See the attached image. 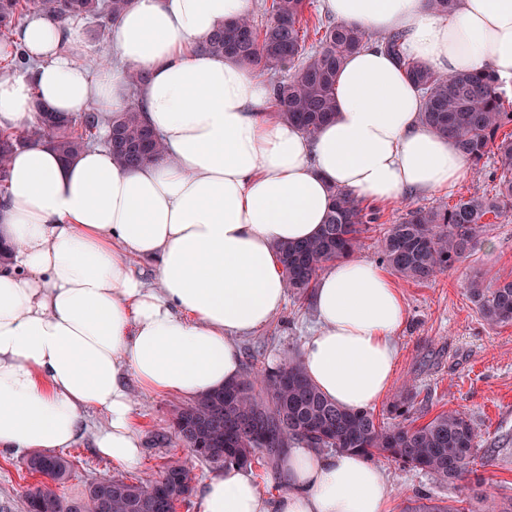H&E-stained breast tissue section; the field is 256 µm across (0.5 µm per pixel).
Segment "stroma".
<instances>
[{"label":"stroma","instance_id":"1","mask_svg":"<svg viewBox=\"0 0 512 512\" xmlns=\"http://www.w3.org/2000/svg\"><path fill=\"white\" fill-rule=\"evenodd\" d=\"M498 178L494 157H487L483 170H469L449 190L412 194L402 202L378 206L379 221L396 224L411 208L491 194ZM475 279L487 286L512 280V216L495 219L477 248L435 279L421 284L396 280L405 320L397 332L400 356L391 395L412 388L409 420L416 425L448 410L466 414L481 441L476 473L451 483L428 471L378 458L388 477L393 512H403L422 496L440 505L470 501L477 491L495 499L512 497V324L491 327L482 320L468 291ZM314 324L310 301L287 296L275 319L241 339L244 371L260 376L300 358ZM136 401L135 426L143 440L139 464L115 465L96 453L91 440H83L66 451L75 474L60 487V495H79L91 483L110 477L153 480L171 460L191 469L197 487L217 472V465L201 460L168 434L171 417L183 404L181 398L141 393ZM24 459L21 452L0 453V503L10 502L11 512H24L25 493L39 482L26 470Z\"/></svg>","mask_w":512,"mask_h":512}]
</instances>
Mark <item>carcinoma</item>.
<instances>
[{"mask_svg":"<svg viewBox=\"0 0 512 512\" xmlns=\"http://www.w3.org/2000/svg\"><path fill=\"white\" fill-rule=\"evenodd\" d=\"M132 0H0V33L16 30L21 16L33 10L60 24L81 17H104L99 40L109 37V24L118 20ZM309 0H271L265 18H236L213 32L207 51L229 57L249 70L288 71L272 81L277 117L312 135L336 115V76L346 59L366 44L365 30L317 20L314 29L303 26ZM315 41L308 43L309 32ZM388 55L420 89L423 123L453 140L463 157L478 170L488 153L496 156L500 176L495 194L461 197L450 207L415 208L397 224L385 228L380 262L397 275L417 283L433 279L470 252L486 233L488 215L499 218L512 211V100L500 90L487 68L439 74L409 58L399 32L381 38ZM38 112L32 129L23 133L0 131V189L14 149L33 140L49 144L65 159L85 149L99 128L97 111L74 119ZM107 146L121 163L135 166L163 151V144L143 119L138 105H129L111 123ZM332 204L319 234L278 247L286 285L299 297L314 288L318 272L350 255L361 244V234L377 222L375 210L344 189L332 191ZM469 293L481 318L491 327L512 324V281L493 287L474 282ZM412 394H400L390 411L406 418ZM175 438L202 460L213 464L250 467L262 448L280 456L289 444L311 448L358 451L382 456L402 465L427 470L453 482L472 472L480 435L471 420L457 411L442 412L417 426L402 422L384 426L369 410H346L326 398L307 378L301 365L290 361L263 374L248 375L220 390L179 408L170 422ZM31 474L43 481L28 489L25 512H170L189 500L194 491L191 471L180 461L162 467L155 480L113 477L90 484L74 498L58 494L56 486L72 476L73 463L63 455L32 454L25 460Z\"/></svg>","mask_w":512,"mask_h":512,"instance_id":"cac0c4a2","label":"carcinoma"}]
</instances>
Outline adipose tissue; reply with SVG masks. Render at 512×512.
<instances>
[{"instance_id":"ef3b65f1","label":"adipose tissue","mask_w":512,"mask_h":512,"mask_svg":"<svg viewBox=\"0 0 512 512\" xmlns=\"http://www.w3.org/2000/svg\"><path fill=\"white\" fill-rule=\"evenodd\" d=\"M322 2L371 40L338 75L335 118L311 136L274 117L264 74L202 49L253 0H133L112 26L110 64L94 69L80 26L27 18L30 65L0 73V130L29 129L38 103L68 117L98 109L106 129L134 92L164 149L136 167L99 146L71 162L43 142L13 153L0 191V450L52 454L89 434L98 454L134 465L137 393L193 400L239 379V339L286 302L275 246L319 233L331 189L394 204L467 174L377 40L402 32L436 72L486 66L511 86L512 0H459L445 18L428 0ZM312 304L306 376L337 405L368 409L399 357L398 286L350 255L318 276ZM282 470L270 494L225 466L203 484L202 512H392L385 471L362 454L300 445Z\"/></svg>"}]
</instances>
